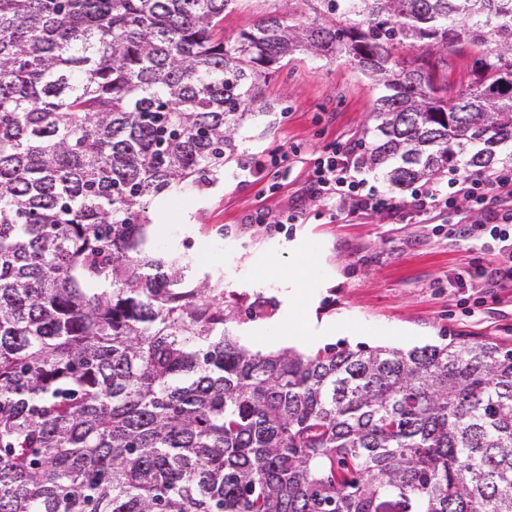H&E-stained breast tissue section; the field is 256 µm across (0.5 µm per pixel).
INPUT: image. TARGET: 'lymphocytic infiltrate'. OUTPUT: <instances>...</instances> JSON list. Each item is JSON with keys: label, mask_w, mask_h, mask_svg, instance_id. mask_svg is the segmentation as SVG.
Instances as JSON below:
<instances>
[{"label": "lymphocytic infiltrate", "mask_w": 512, "mask_h": 512, "mask_svg": "<svg viewBox=\"0 0 512 512\" xmlns=\"http://www.w3.org/2000/svg\"><path fill=\"white\" fill-rule=\"evenodd\" d=\"M310 189L321 202L350 199L357 214L383 208L395 213L408 209L429 216L457 210V202L462 199L484 216L482 223L465 224L455 230L468 249L484 248L490 239L501 243L512 240V167L489 174L452 169L447 181L413 187L407 198L399 200L361 178L350 150L331 144L314 160Z\"/></svg>", "instance_id": "lymphocytic-infiltrate-1"}]
</instances>
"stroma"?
I'll use <instances>...</instances> for the list:
<instances>
[{"mask_svg":"<svg viewBox=\"0 0 512 512\" xmlns=\"http://www.w3.org/2000/svg\"><path fill=\"white\" fill-rule=\"evenodd\" d=\"M287 10L286 0H249L226 15L224 35L235 38ZM378 95L343 60L297 55L267 74L263 113L239 131L242 165L149 201L145 251L188 260L186 287L220 280L235 312L228 329L250 351L480 340L512 347V288L487 299L477 281L457 278L503 259L498 246L471 251L449 235V220L478 221L467 204L454 217L427 221L378 210L355 215L347 200L331 212L310 197L313 158L331 142L368 138ZM275 155L287 158L278 170ZM313 321L333 327V336L315 340Z\"/></svg>","mask_w":512,"mask_h":512,"instance_id":"35a3bbf8","label":"stroma"}]
</instances>
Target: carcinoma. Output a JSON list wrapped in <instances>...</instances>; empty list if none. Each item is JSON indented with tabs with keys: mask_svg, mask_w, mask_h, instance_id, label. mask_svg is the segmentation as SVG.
Segmentation results:
<instances>
[{
	"mask_svg": "<svg viewBox=\"0 0 512 512\" xmlns=\"http://www.w3.org/2000/svg\"><path fill=\"white\" fill-rule=\"evenodd\" d=\"M240 2L0 0V512H512V348L253 353L142 249L296 53L381 90L391 186L512 163V0H289L227 41ZM472 56L469 53H461L448 57V64L437 73V79L442 83H448L453 89L461 84L467 85L468 74L472 66Z\"/></svg>",
	"mask_w": 512,
	"mask_h": 512,
	"instance_id": "obj_1",
	"label": "carcinoma"
}]
</instances>
